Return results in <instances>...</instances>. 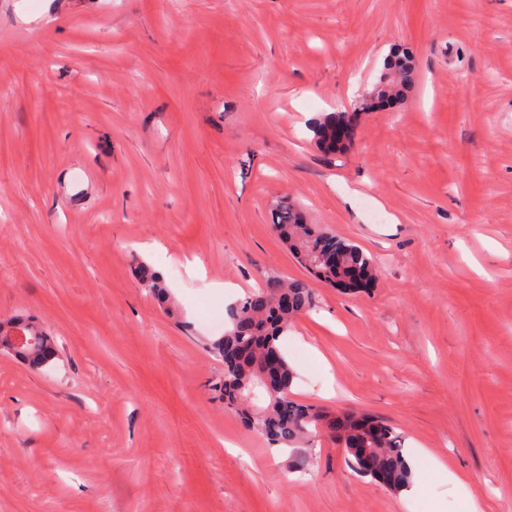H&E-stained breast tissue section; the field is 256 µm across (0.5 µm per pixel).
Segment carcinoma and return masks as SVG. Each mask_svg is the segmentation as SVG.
<instances>
[{"label": "carcinoma", "mask_w": 512, "mask_h": 512, "mask_svg": "<svg viewBox=\"0 0 512 512\" xmlns=\"http://www.w3.org/2000/svg\"><path fill=\"white\" fill-rule=\"evenodd\" d=\"M416 62L407 48L396 47L383 62L376 96L387 103L402 99L415 82ZM375 109L362 98L351 112H331L313 126L316 143L334 153L353 142L358 115ZM272 227L297 261L318 280L343 283L352 270L361 281L344 287L355 293L372 287L378 279L373 257L358 245L307 222L295 204H275ZM142 286L162 301L168 300L163 279L142 271ZM312 288L303 280L270 278L230 309V324L224 335L210 341L208 349L224 362V377L216 390L224 405L234 410L245 426L264 438L270 447H298L314 432H322L343 444L346 464L387 490L399 493L412 483V468L404 452L403 436L396 428L371 414L328 412L290 396L294 371L279 345L281 336L300 316L313 310ZM37 353L19 360L33 368L48 366L55 358L50 336L38 332Z\"/></svg>", "instance_id": "cac0c4a2"}]
</instances>
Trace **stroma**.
<instances>
[{
  "label": "stroma",
  "mask_w": 512,
  "mask_h": 512,
  "mask_svg": "<svg viewBox=\"0 0 512 512\" xmlns=\"http://www.w3.org/2000/svg\"><path fill=\"white\" fill-rule=\"evenodd\" d=\"M397 44L403 104L322 151L310 122ZM281 198L376 285L309 279ZM273 277L316 298L280 339L292 396L393 425L417 494L325 435L270 448L211 392L207 314ZM1 318L57 357L0 351V512H465L439 459L512 512V0H0ZM38 332V334H36ZM33 336L37 337V353L32 357L15 356L17 359L26 362L33 368L41 369L48 366L55 358V351L52 347L50 336L46 332L39 330L31 331Z\"/></svg>",
  "instance_id": "obj_1"
}]
</instances>
